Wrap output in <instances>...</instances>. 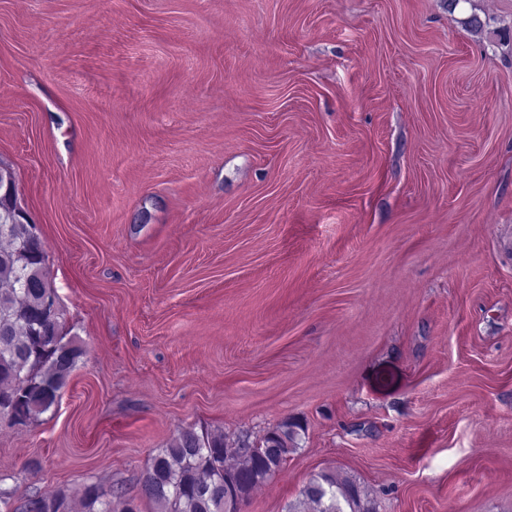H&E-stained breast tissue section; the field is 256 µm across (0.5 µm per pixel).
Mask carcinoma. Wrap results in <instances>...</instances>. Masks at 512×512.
<instances>
[{"mask_svg":"<svg viewBox=\"0 0 512 512\" xmlns=\"http://www.w3.org/2000/svg\"><path fill=\"white\" fill-rule=\"evenodd\" d=\"M13 173L0 166V417L27 426L53 408L83 357L81 344L66 338L45 268L42 240L12 196ZM294 424L285 422L262 440L261 452L224 470V434L179 428L144 468L141 494L157 512H233L259 484L276 473L297 449ZM86 512H112L95 486L82 495ZM32 512H72L69 497L33 492ZM287 512H376L366 490L336 470L312 476Z\"/></svg>","mask_w":512,"mask_h":512,"instance_id":"cac0c4a2","label":"carcinoma"}]
</instances>
